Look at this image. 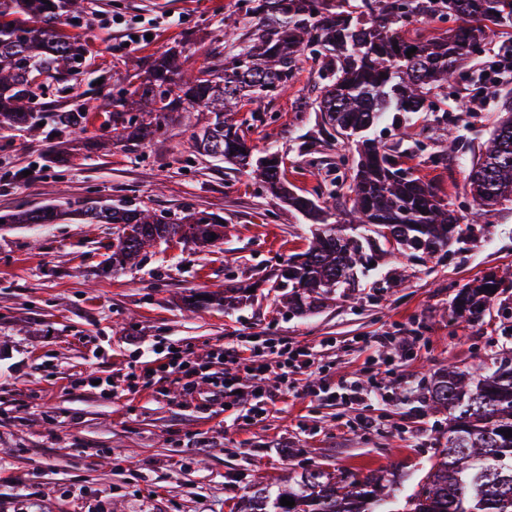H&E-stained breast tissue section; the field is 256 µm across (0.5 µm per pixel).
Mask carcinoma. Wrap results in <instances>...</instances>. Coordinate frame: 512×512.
I'll return each mask as SVG.
<instances>
[{
    "label": "carcinoma",
    "mask_w": 512,
    "mask_h": 512,
    "mask_svg": "<svg viewBox=\"0 0 512 512\" xmlns=\"http://www.w3.org/2000/svg\"><path fill=\"white\" fill-rule=\"evenodd\" d=\"M83 2L0 0V123L30 125L45 83L53 81L62 91L80 73L85 44L60 29L75 26ZM246 2L250 30L239 37L224 30L229 51L223 63L188 74L177 55H164L145 82L112 98V112L103 122L112 137H150L169 112L209 113L211 120L193 134L195 151L248 169L255 183L279 193L288 207L318 225L307 249L288 256L274 282L296 312L319 307L336 289L355 284L366 251L379 240L392 239L398 252L423 258L447 255L452 244L470 238L473 225L460 223L438 190L402 167L369 132L389 119L399 122L398 112L419 111L434 90L448 87L461 60L483 49L492 28H512V0H360L352 10L345 0ZM428 14L453 16L461 25L427 37L402 35V28ZM413 47L417 51L406 55ZM307 50L319 61L323 81L312 111L321 113L329 136L358 137L348 206L336 224L330 208L288 188L279 152L253 157L250 123L235 119L245 107L288 91L298 57ZM467 180L474 216L512 203L511 112L471 161ZM66 215L112 225L106 267L114 271L138 264L158 241L207 245L211 234L219 239L224 228L205 211L158 214L96 200L45 205L0 220L57 224ZM339 223L366 226L373 237H346ZM493 287L499 281L488 274L477 286L461 289L456 309L480 317ZM430 400L434 409L448 411V437L406 512H512V437L504 436L512 429V362L482 378L448 367L434 377ZM283 497L295 505H280ZM390 498L391 485L379 476H332L314 468L284 490L256 489L236 512H390Z\"/></svg>",
    "instance_id": "cac0c4a2"
}]
</instances>
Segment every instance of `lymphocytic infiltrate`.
Instances as JSON below:
<instances>
[{
  "label": "lymphocytic infiltrate",
  "mask_w": 512,
  "mask_h": 512,
  "mask_svg": "<svg viewBox=\"0 0 512 512\" xmlns=\"http://www.w3.org/2000/svg\"><path fill=\"white\" fill-rule=\"evenodd\" d=\"M360 342L363 347L375 348L377 355L366 368V384H339L338 398L346 404L360 405L382 396L383 389L374 375L375 369L381 365H392L402 355L401 350L382 336H364ZM312 353V347L295 343L283 345L271 337H258L249 342L242 340L219 348L215 358L223 364L224 369L206 374L192 351L179 348L167 351L163 378L179 385L189 395L195 390L198 378L207 377L216 389L214 403L230 409L240 402H248L249 407L243 418L256 423L263 420L269 406L275 401L274 395L264 384L268 374H276L285 389L302 386L309 394H316L318 387L313 380L315 369Z\"/></svg>",
  "instance_id": "f902f5d3"
}]
</instances>
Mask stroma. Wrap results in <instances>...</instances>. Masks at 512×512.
I'll list each match as a JSON object with an SVG mask.
<instances>
[{
  "label": "stroma",
  "instance_id": "obj_1",
  "mask_svg": "<svg viewBox=\"0 0 512 512\" xmlns=\"http://www.w3.org/2000/svg\"><path fill=\"white\" fill-rule=\"evenodd\" d=\"M237 0H88L74 32L87 47L70 91L47 89L37 132L0 126V212L97 197L155 211L223 216L214 245L161 243L139 265L104 269L108 224H17L0 228V512H230L234 502L306 468L356 477L384 472L396 494L414 493L435 460L448 415L431 409L427 386L448 366L490 373L512 359V203L478 224L450 255L409 259L383 245L350 297L306 314L289 313L268 280L281 259L306 249L313 228L278 196L235 166L195 153L193 127L204 112H176L160 134L131 144L113 140L100 122L77 135L57 115L80 110L108 91L139 84L155 58L177 51L185 68L223 60V26L247 31ZM150 38L122 49L130 28ZM512 36L490 35L463 65L434 112H411L371 136L401 153L414 176L439 189L469 218L466 169L489 138L512 83L483 89L481 75ZM320 87L308 56L286 94L262 102L249 133L254 154L278 151L294 190L345 194L353 142L327 139L310 108ZM504 281L476 321L454 310L457 292L486 272ZM228 285L254 286L246 303L197 307L189 299ZM244 336H275L317 349L329 386L362 377L366 353L357 336L416 341L413 359L380 368L388 398L369 405L319 399L304 389L279 393L267 418L248 424L237 409L212 403L199 381L193 395L122 390L142 349L163 341L208 363L219 345ZM98 350L97 360L88 353ZM95 369L116 395L82 386ZM372 421L369 429L359 420Z\"/></svg>",
  "mask_w": 512,
  "mask_h": 512
}]
</instances>
